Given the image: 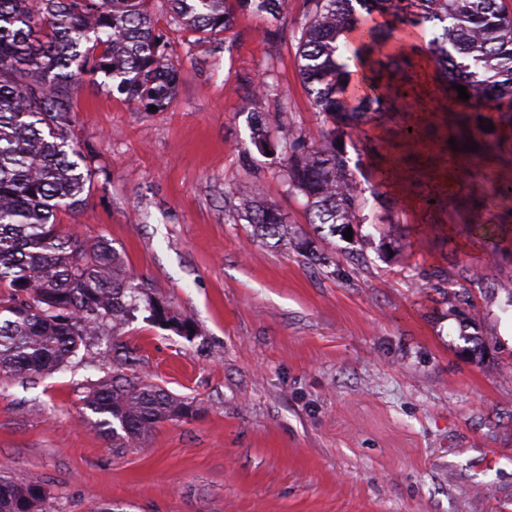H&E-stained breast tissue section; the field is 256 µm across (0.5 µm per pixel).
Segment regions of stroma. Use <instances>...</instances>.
<instances>
[{
    "mask_svg": "<svg viewBox=\"0 0 512 512\" xmlns=\"http://www.w3.org/2000/svg\"><path fill=\"white\" fill-rule=\"evenodd\" d=\"M149 8L173 43L177 96L147 112L75 90L74 142L101 172L57 221L114 247L171 322L141 310L50 375L0 376V462L39 480L55 512H512V198L473 222L487 182L437 178L457 115L428 92L386 116L423 131L397 172L407 199L390 212L368 199L352 237L316 236L334 264L312 266L254 240L231 202L257 184L309 227L278 154L253 150L251 132L260 113L313 140L330 128L297 70L312 0L276 20L238 16L213 39L171 30L166 0ZM489 118L478 163L512 177V111ZM430 196L447 208H427ZM475 235L504 247L467 251ZM450 285L468 304L451 308ZM115 372L195 415L113 447L84 399Z\"/></svg>",
    "mask_w": 512,
    "mask_h": 512,
    "instance_id": "obj_1",
    "label": "stroma"
}]
</instances>
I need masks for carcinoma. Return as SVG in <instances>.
Returning <instances> with one entry per match:
<instances>
[{"mask_svg":"<svg viewBox=\"0 0 512 512\" xmlns=\"http://www.w3.org/2000/svg\"><path fill=\"white\" fill-rule=\"evenodd\" d=\"M147 0H0V373L32 376L68 362L78 348L114 335L130 312L157 309L103 239L60 229L58 211L77 210L100 172L72 146V95L80 82L115 90L144 110L175 99L179 71L173 44L155 28ZM171 25L213 37L238 15L277 19L288 0H167ZM300 24L298 72L316 110L331 121L317 142L293 126L276 127L280 172L288 192L305 199L320 231L361 223L366 188L339 142L371 126L367 146L396 155L420 138L396 137L372 119L374 106L404 99L400 85L427 53L452 85L466 87L476 119L459 128L455 154L486 146L479 118L512 103V15L498 0H313ZM271 119L259 116L251 143L270 147ZM469 148H464V145ZM233 207L257 234L289 246L314 265L332 258L293 235L259 186L232 192ZM487 236L468 249L495 251ZM93 425L112 447L135 448L165 422L191 417L192 402L159 385L115 375L89 389ZM0 512H54L40 482L0 463Z\"/></svg>","mask_w":512,"mask_h":512,"instance_id":"obj_1","label":"carcinoma"}]
</instances>
